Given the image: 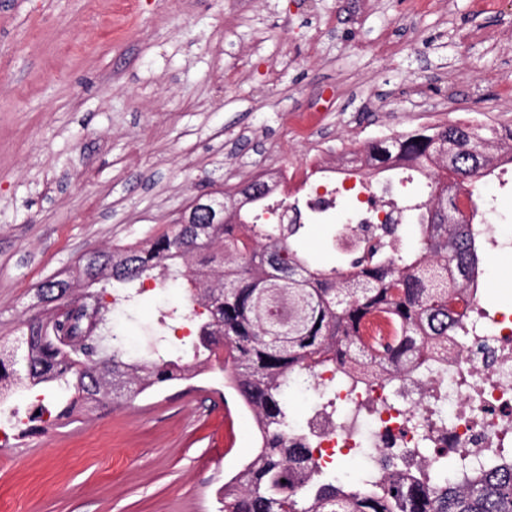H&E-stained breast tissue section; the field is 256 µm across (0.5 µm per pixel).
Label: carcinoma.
<instances>
[{"label": "carcinoma", "instance_id": "1", "mask_svg": "<svg viewBox=\"0 0 512 512\" xmlns=\"http://www.w3.org/2000/svg\"><path fill=\"white\" fill-rule=\"evenodd\" d=\"M364 156L371 168L386 171L399 157L402 172L431 179L427 195L394 204L400 216L413 214V249L393 251L382 234L348 261L312 259L301 245L303 221L280 224L275 216L247 223L243 209L270 193L269 182L256 177L224 197L220 224H183L177 217L143 244L99 251L93 265L80 257L84 298L98 305L101 333L65 343L49 315L40 330H27L23 357L0 352V413L10 396L33 394L39 414L12 423L24 434L39 429L38 421L67 419L108 397L133 399L187 378L197 366L228 360L233 389L262 420L265 438L241 473L224 483V512H512V465L477 471L456 487L445 461L414 481L388 462L383 474L367 470L361 489L344 494L337 481L319 478L308 449L288 441L289 379L309 376L328 360L375 379L422 354L428 337L448 347L457 305L481 264L473 225L486 223V209L476 182L512 164V128L421 127L371 144L349 164L358 167ZM462 194L468 212L450 224L440 206ZM147 280L182 287L179 318L192 336L188 348L175 353L125 358L117 347L121 336L108 327L104 298ZM71 288L56 276L38 286V296L43 301ZM381 309L407 336L403 350L360 346L361 323Z\"/></svg>", "mask_w": 512, "mask_h": 512}]
</instances>
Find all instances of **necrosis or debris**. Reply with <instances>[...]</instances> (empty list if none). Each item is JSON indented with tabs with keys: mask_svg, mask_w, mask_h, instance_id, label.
Here are the masks:
<instances>
[{
	"mask_svg": "<svg viewBox=\"0 0 512 512\" xmlns=\"http://www.w3.org/2000/svg\"><path fill=\"white\" fill-rule=\"evenodd\" d=\"M326 161L309 155L304 166L280 169L277 180L298 187L309 212L335 198V184H313L310 172ZM388 205L365 195L353 221L334 242L357 249L362 225L379 223ZM463 325L448 338L447 354L426 353L423 365L388 372L368 381L336 362L318 367L306 386L318 398L297 419L289 437L306 445L319 468L368 448L378 459L394 451L413 455L414 466L429 457L477 460L484 468L512 461V309L486 314L481 294L461 306Z\"/></svg>",
	"mask_w": 512,
	"mask_h": 512,
	"instance_id": "4bbe7bcc",
	"label": "necrosis or debris"
}]
</instances>
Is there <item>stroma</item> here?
I'll return each mask as SVG.
<instances>
[{
  "label": "stroma",
  "instance_id": "35a3bbf8",
  "mask_svg": "<svg viewBox=\"0 0 512 512\" xmlns=\"http://www.w3.org/2000/svg\"><path fill=\"white\" fill-rule=\"evenodd\" d=\"M0 0V348L22 349L36 287L83 254L143 242L202 190L222 194L424 126L494 110L512 127V0ZM336 110L311 142L296 117ZM512 227V168L478 183ZM358 207L342 192L304 246ZM488 310L512 306V261L488 259ZM178 288L125 303L149 347ZM210 374L84 409L0 457V512H220L254 451L225 449Z\"/></svg>",
  "mask_w": 512,
  "mask_h": 512
}]
</instances>
